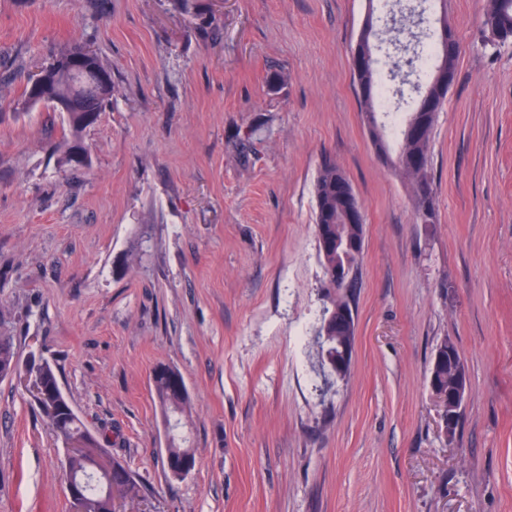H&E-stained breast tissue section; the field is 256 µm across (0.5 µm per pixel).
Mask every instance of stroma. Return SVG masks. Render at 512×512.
I'll list each match as a JSON object with an SVG mask.
<instances>
[{"instance_id": "stroma-1", "label": "stroma", "mask_w": 512, "mask_h": 512, "mask_svg": "<svg viewBox=\"0 0 512 512\" xmlns=\"http://www.w3.org/2000/svg\"><path fill=\"white\" fill-rule=\"evenodd\" d=\"M0 0V335L57 368L73 409L141 483L117 512H512V44L486 0H428L462 46L434 129L436 223L379 158L351 70L369 4ZM80 44L118 93L64 163L69 121L19 111ZM365 211L346 377L324 387L329 291L314 183ZM469 391L452 437L429 388L442 339ZM183 377L196 464L164 466L153 375ZM63 445L0 381V512H73ZM487 2L482 22L486 42L492 45L512 42V0Z\"/></svg>"}]
</instances>
